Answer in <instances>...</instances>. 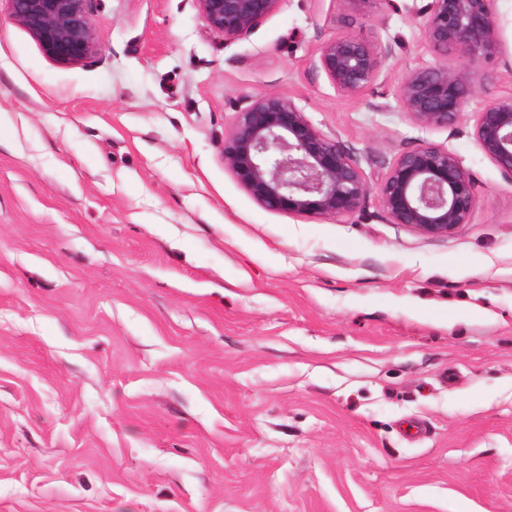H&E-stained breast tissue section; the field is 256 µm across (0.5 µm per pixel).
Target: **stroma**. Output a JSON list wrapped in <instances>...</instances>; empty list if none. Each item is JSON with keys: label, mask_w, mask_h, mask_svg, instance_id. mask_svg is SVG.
Returning <instances> with one entry per match:
<instances>
[{"label": "stroma", "mask_w": 512, "mask_h": 512, "mask_svg": "<svg viewBox=\"0 0 512 512\" xmlns=\"http://www.w3.org/2000/svg\"><path fill=\"white\" fill-rule=\"evenodd\" d=\"M425 3L284 0L228 42L195 0H92L74 66L0 5V512H512V185L400 106ZM339 33L392 50L359 99ZM264 93L371 177L455 152L471 223L260 207L222 150Z\"/></svg>", "instance_id": "35a3bbf8"}]
</instances>
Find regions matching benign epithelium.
I'll return each mask as SVG.
<instances>
[{
  "mask_svg": "<svg viewBox=\"0 0 512 512\" xmlns=\"http://www.w3.org/2000/svg\"><path fill=\"white\" fill-rule=\"evenodd\" d=\"M11 19L52 61L77 65L99 50L89 0H5ZM224 40L249 36L285 0H196ZM423 40L436 56L402 80L399 102L422 129H455L487 70L512 63L494 0H429L420 11ZM390 50L338 33L318 48V64L336 91L359 98L379 76ZM469 58L472 69L448 64V54ZM473 116V136L503 178L512 183V93L484 104ZM224 168L259 206L300 218L336 219L359 211L376 192L387 222L429 239L453 236L472 221L474 180L446 147L421 140L400 153L372 182L361 157L319 129L285 94L248 99L224 134Z\"/></svg>",
  "mask_w": 512,
  "mask_h": 512,
  "instance_id": "7a95c632",
  "label": "benign epithelium"
}]
</instances>
